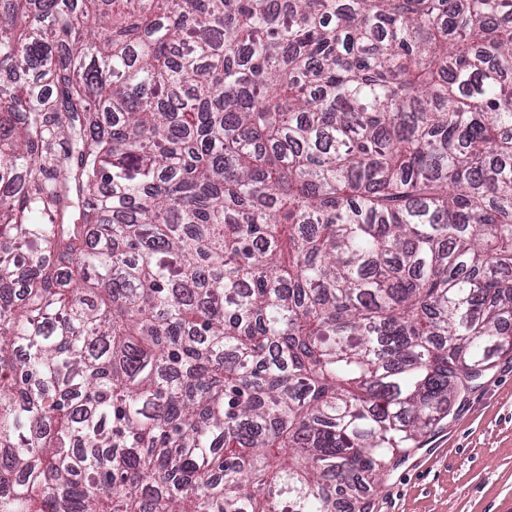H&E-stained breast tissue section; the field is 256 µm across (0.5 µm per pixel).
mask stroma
I'll return each mask as SVG.
<instances>
[{
    "instance_id": "1",
    "label": "stroma",
    "mask_w": 512,
    "mask_h": 512,
    "mask_svg": "<svg viewBox=\"0 0 512 512\" xmlns=\"http://www.w3.org/2000/svg\"><path fill=\"white\" fill-rule=\"evenodd\" d=\"M370 503L371 512H512V355L455 401Z\"/></svg>"
}]
</instances>
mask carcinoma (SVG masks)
Returning a JSON list of instances; mask_svg holds the SVG:
<instances>
[{"label": "carcinoma", "instance_id": "1", "mask_svg": "<svg viewBox=\"0 0 512 512\" xmlns=\"http://www.w3.org/2000/svg\"><path fill=\"white\" fill-rule=\"evenodd\" d=\"M512 354V0H0V512H366Z\"/></svg>", "mask_w": 512, "mask_h": 512}]
</instances>
